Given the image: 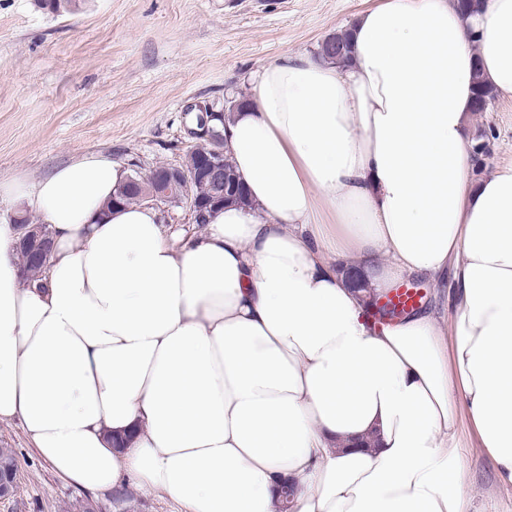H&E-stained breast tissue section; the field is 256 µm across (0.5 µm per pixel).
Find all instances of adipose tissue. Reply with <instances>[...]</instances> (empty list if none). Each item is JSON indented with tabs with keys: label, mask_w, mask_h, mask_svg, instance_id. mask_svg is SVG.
Instances as JSON below:
<instances>
[{
	"label": "adipose tissue",
	"mask_w": 512,
	"mask_h": 512,
	"mask_svg": "<svg viewBox=\"0 0 512 512\" xmlns=\"http://www.w3.org/2000/svg\"><path fill=\"white\" fill-rule=\"evenodd\" d=\"M351 59L264 65L226 128L251 204L168 243L82 154L0 182L53 230L26 282L0 224V421L76 487L182 512H461L468 420L512 485V167L474 178L473 91L512 98V0H381ZM452 273L455 316L367 295Z\"/></svg>",
	"instance_id": "adipose-tissue-1"
}]
</instances>
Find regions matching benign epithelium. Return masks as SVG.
I'll return each instance as SVG.
<instances>
[{
	"instance_id": "7a95c632",
	"label": "benign epithelium",
	"mask_w": 512,
	"mask_h": 512,
	"mask_svg": "<svg viewBox=\"0 0 512 512\" xmlns=\"http://www.w3.org/2000/svg\"><path fill=\"white\" fill-rule=\"evenodd\" d=\"M198 111L196 127L187 129V136L192 140L190 149H195L204 140L218 144V147L211 148L210 153L203 157L202 170L187 171L179 164H168L164 168L154 167L145 174L140 173L137 177L128 179L124 190L139 193V197L151 206L183 205L187 209L190 223L205 224L214 209L228 203L239 202L246 190L236 175L224 171V165L220 160L224 151L220 144L225 142L226 138L224 130L220 129L218 124L224 122V110L200 105ZM201 176L212 188L211 197L207 200L199 198L193 192V185ZM17 231L19 243L35 244L39 259L48 260L53 240L50 225L19 224ZM17 480L16 470L6 476H0L1 501L13 496Z\"/></svg>"
}]
</instances>
